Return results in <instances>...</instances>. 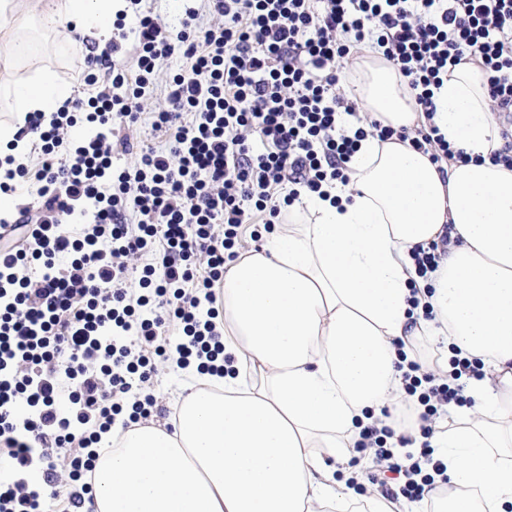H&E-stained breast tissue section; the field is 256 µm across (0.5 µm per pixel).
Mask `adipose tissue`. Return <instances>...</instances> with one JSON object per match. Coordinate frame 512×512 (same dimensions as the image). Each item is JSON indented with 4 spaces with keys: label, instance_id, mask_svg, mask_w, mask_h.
<instances>
[{
    "label": "adipose tissue",
    "instance_id": "ef3b65f1",
    "mask_svg": "<svg viewBox=\"0 0 512 512\" xmlns=\"http://www.w3.org/2000/svg\"><path fill=\"white\" fill-rule=\"evenodd\" d=\"M113 0H0V58L18 57L27 21L70 41L75 29L107 32ZM361 116L413 128L408 80L382 55L353 65ZM0 153L22 158L36 140L31 112L71 96L51 74L18 72ZM435 125L471 160L439 171L409 143L365 136L348 184L328 198L284 207V228L224 276V347L235 371L204 374L182 399L173 431L113 430L93 474V512H407L374 490L348 486L346 463L362 426L383 423L421 444L417 426L384 417L405 396L396 341L439 336L480 360L462 427L429 440L448 464L430 493L433 512H512V169L500 149L487 78L464 62L433 91ZM448 234L428 280L410 258ZM419 288L420 308L409 303ZM430 306L433 319L423 317Z\"/></svg>",
    "mask_w": 512,
    "mask_h": 512
}]
</instances>
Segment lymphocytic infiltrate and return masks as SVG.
Returning <instances> with one entry per match:
<instances>
[{
	"label": "lymphocytic infiltrate",
	"instance_id": "lymphocytic-infiltrate-1",
	"mask_svg": "<svg viewBox=\"0 0 512 512\" xmlns=\"http://www.w3.org/2000/svg\"><path fill=\"white\" fill-rule=\"evenodd\" d=\"M128 2L135 27L119 18L107 42L85 43L91 95L29 116L37 170L8 156L0 172L4 194L29 174L40 184L10 218L27 225L23 239L0 250V444L16 474L0 483V512H52L61 498L67 512H91L96 446L113 423L151 416L158 364L220 375L231 363L218 305L243 240L272 232L301 192L348 182L367 132L435 163L468 162L432 122L433 89L461 62L487 74L504 141L490 159L512 168V0H206L176 27ZM365 44L409 77L425 124L345 130L354 108L336 92L338 66ZM175 56L164 107L145 111ZM144 113L166 149L141 145L133 165L113 169V126ZM82 120L96 131L73 139ZM449 365L439 377L413 361L403 375L418 402L401 417L423 436L482 376L478 360ZM392 436L362 430L370 479L388 499L424 500L446 466L427 445L400 454Z\"/></svg>",
	"mask_w": 512,
	"mask_h": 512
}]
</instances>
